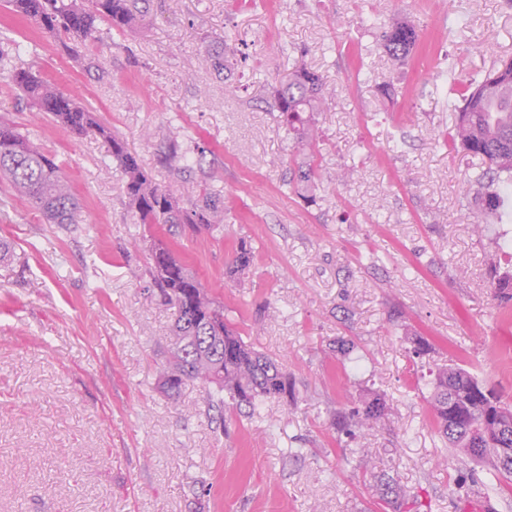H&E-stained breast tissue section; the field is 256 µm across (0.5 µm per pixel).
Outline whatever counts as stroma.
I'll use <instances>...</instances> for the list:
<instances>
[{
  "label": "stroma",
  "mask_w": 512,
  "mask_h": 512,
  "mask_svg": "<svg viewBox=\"0 0 512 512\" xmlns=\"http://www.w3.org/2000/svg\"><path fill=\"white\" fill-rule=\"evenodd\" d=\"M370 15L417 25L407 59L385 53ZM0 36L157 183L173 179L170 141L203 140L181 192L224 197L223 232L144 228L107 142L64 134L0 80V116L63 166L83 207L82 223L50 224L0 181V238L13 246L0 264V512H390L381 470L431 512H504L507 489L459 502L426 397L429 369L458 364L512 400V310L490 288L492 267L512 266V197L501 221L475 227L464 183L486 162L448 139V76L478 79L512 58V0H150L147 25H99L78 49L0 0ZM221 40L228 81L207 60ZM301 65L331 96L313 117L312 203L286 185L293 142L270 108L273 85ZM240 240L255 257L232 276ZM157 244L283 363L296 406L246 416L209 406L199 383L162 392L172 312L148 273ZM419 337L431 350L410 358ZM370 391L387 416L337 434L334 417Z\"/></svg>",
  "instance_id": "35a3bbf8"
}]
</instances>
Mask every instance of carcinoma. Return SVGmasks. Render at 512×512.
<instances>
[{
    "label": "carcinoma",
    "mask_w": 512,
    "mask_h": 512,
    "mask_svg": "<svg viewBox=\"0 0 512 512\" xmlns=\"http://www.w3.org/2000/svg\"><path fill=\"white\" fill-rule=\"evenodd\" d=\"M142 0H92L85 8L81 0H9L13 14L32 22L41 35L60 33L86 40L105 23L124 32L145 24ZM380 46L393 58L403 60L418 41L414 23L391 26L372 23ZM0 77L24 92L39 113L49 116L69 135L95 134L111 147L112 159L124 176L123 192L141 224L186 226L194 231L214 232L224 227V201L220 194L206 192L200 199L184 201L178 189L162 185L151 177L127 147L125 140L101 123L96 116L61 91L57 85L24 67L19 45L0 41ZM452 98L448 107L456 112L453 145L481 156L488 167L467 179L473 191L476 213L485 221L502 218L505 195L512 192V58L495 65L477 84L454 77L448 65ZM329 105L322 77L300 66L288 79L272 88V108L280 124L295 136L296 143L313 141L312 115ZM0 178L25 198L50 224H79L81 206L67 176L55 158L4 118H0ZM318 168L309 162L289 170L288 183L295 190H310ZM253 249L239 242L233 263L244 270L250 266ZM149 275L163 302L173 310L168 356L163 363L162 388L170 397L188 382H199L226 393L237 408L254 414L268 400L296 401L295 381L273 358L255 350L224 318L202 283L164 247L151 254ZM494 297L512 300V272L492 276ZM437 432L448 448L487 462L491 469L509 479L512 468V404L495 396L465 368L439 367L433 372L429 399ZM384 398L375 396L362 408H354L336 419V430L350 435L371 428L384 416ZM380 498L395 512L408 505L406 493L397 480L382 475Z\"/></svg>",
    "instance_id": "1"
}]
</instances>
